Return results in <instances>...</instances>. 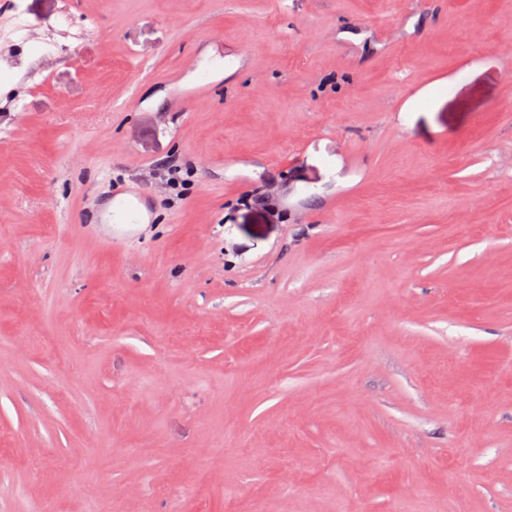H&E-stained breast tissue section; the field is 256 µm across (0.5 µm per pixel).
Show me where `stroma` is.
<instances>
[{"label": "stroma", "mask_w": 512, "mask_h": 512, "mask_svg": "<svg viewBox=\"0 0 512 512\" xmlns=\"http://www.w3.org/2000/svg\"><path fill=\"white\" fill-rule=\"evenodd\" d=\"M203 36L242 63L155 103ZM510 43L512 0H0V512H512ZM224 81V66L206 69L190 86L182 84V78L175 75L170 78L172 96L170 106L174 112H187L191 106L207 100L213 88ZM182 167L174 163H168L161 168L152 169V178L155 183L161 188H165L171 196L168 200L174 202V197L178 200H183V186L189 181L191 172L185 170V176L182 173ZM140 196L126 187L112 195V211L108 218L113 224H145L139 209Z\"/></svg>", "instance_id": "35a3bbf8"}]
</instances>
